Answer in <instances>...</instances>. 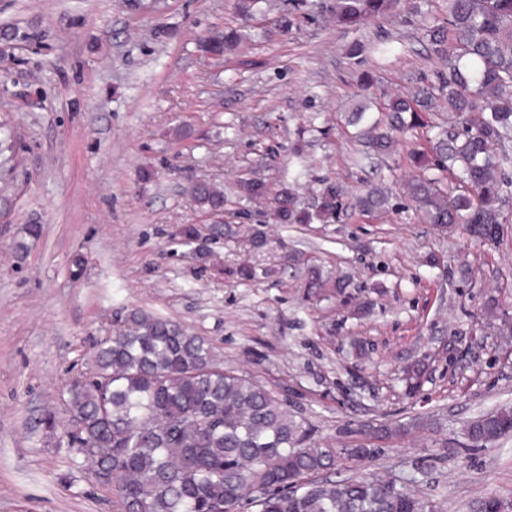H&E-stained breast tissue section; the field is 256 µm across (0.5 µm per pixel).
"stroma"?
I'll list each match as a JSON object with an SVG mask.
<instances>
[{"label": "stroma", "mask_w": 512, "mask_h": 512, "mask_svg": "<svg viewBox=\"0 0 512 512\" xmlns=\"http://www.w3.org/2000/svg\"><path fill=\"white\" fill-rule=\"evenodd\" d=\"M328 3L265 0L245 24L237 0H0V512H116L41 420L63 414L95 343L131 309L203 336L224 367L275 391L339 449L331 479H390L438 512L512 501V437L472 448L464 435L512 406V336L499 331L512 317V201L496 242L419 223L402 184L425 141L368 156L347 125L363 72L380 98L444 70L423 28L446 2L402 0L358 29L336 26ZM229 28L247 39L224 62L197 51L198 36ZM253 177L309 208L319 180L336 181L348 210L273 223L238 194ZM192 179L219 186L225 222L263 226L268 245L236 234L195 258L176 234L207 229L185 196ZM371 185L392 209L359 212ZM243 263L254 279L236 275ZM313 263L324 287L307 285ZM367 422L410 430L352 460Z\"/></svg>", "instance_id": "stroma-1"}]
</instances>
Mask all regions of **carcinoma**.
<instances>
[{"instance_id": "cac0c4a2", "label": "carcinoma", "mask_w": 512, "mask_h": 512, "mask_svg": "<svg viewBox=\"0 0 512 512\" xmlns=\"http://www.w3.org/2000/svg\"><path fill=\"white\" fill-rule=\"evenodd\" d=\"M401 0H333L330 15L344 27H362L394 12ZM448 12L426 27L428 46L446 70L430 84L380 104L382 123L359 107L350 123L366 149L383 156L395 137L424 138L429 151L410 154L412 174L403 196L417 220L448 228L461 224L495 240L505 220L503 170L512 161L495 152L512 137V0H447ZM241 40L237 29L203 37L199 51L222 59ZM457 180L443 188L442 174ZM248 200L268 199L261 178L240 185ZM202 212L224 209V191L200 180L188 189ZM269 207L278 224H307L287 187ZM345 190L323 180L318 216L345 210ZM390 197L370 188L361 211L388 208ZM91 376L75 381L66 400L61 441L88 480L110 490L118 512H238L249 492L259 512H434L404 486L376 477L323 481L333 469L334 448L310 441L304 422L273 391L219 368L210 344L180 324L129 311L113 333L96 344ZM406 426L365 431L388 439ZM512 433V407L467 422L465 435L482 447Z\"/></svg>"}]
</instances>
